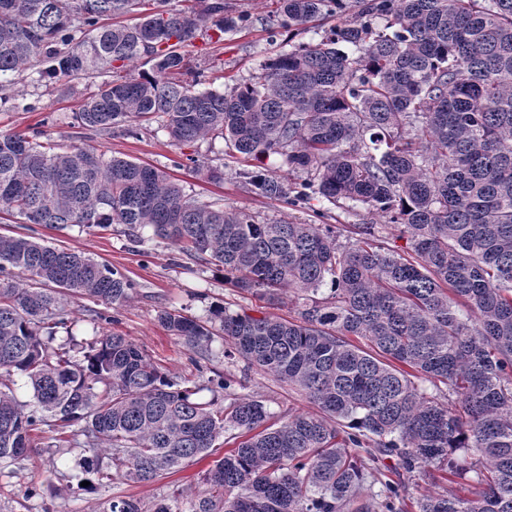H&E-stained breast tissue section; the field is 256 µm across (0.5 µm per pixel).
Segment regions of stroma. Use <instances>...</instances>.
<instances>
[{
	"instance_id": "1",
	"label": "stroma",
	"mask_w": 512,
	"mask_h": 512,
	"mask_svg": "<svg viewBox=\"0 0 512 512\" xmlns=\"http://www.w3.org/2000/svg\"><path fill=\"white\" fill-rule=\"evenodd\" d=\"M229 10L252 18L250 27L225 35L223 41L196 40L190 64L205 70L211 89L225 91L240 80L258 74L264 62L286 42L293 44L318 42L336 26L337 18L327 15L308 23L294 36H270L265 21L275 8V0H224ZM90 80H81L74 94L56 88L37 87L22 81L8 89L15 106H0V134L32 133L43 128L46 138L59 147L91 146L107 155L121 156L146 162L169 172L187 191L204 201L224 205L225 208L255 215H269L282 221L308 223L313 218L311 209L292 207L272 202L246 189L234 175L235 159L225 156L223 141L200 140L188 148L171 145L165 133L153 128L135 129L126 135L114 131L112 137L95 136L73 125V114L79 95L89 89ZM37 103L34 112L19 111V104ZM201 158L222 159L224 179L213 182L177 167L183 153ZM0 233L25 235L44 244L80 251L118 269L133 280L135 288L130 299L118 310L117 323L94 320L95 304L80 299L68 307V323L58 329L53 348L69 351L82 358L90 345L104 332L125 336L138 345L171 377H188L199 392V400L212 399L211 377L215 373H229L238 381V395L264 403L275 414L308 411L312 405L300 392L276 381L262 372L246 369L243 363H228L224 358L223 340H214L210 357L192 362V354L183 340L170 335L157 321L161 309L167 308L204 320L217 305L232 310L268 311L285 317H297L306 304L304 294L284 293L280 304L267 306L257 297L240 293L224 281V275L207 261L182 253L178 246L153 237L151 230L141 232L140 240H133L124 232L123 225L109 230L72 227L56 230L41 224L22 222L0 223ZM56 431L44 433L41 445L20 463L0 462V512H101L105 502L115 496H132L144 506L166 497L175 500L180 512H189L192 500L203 490L205 471L223 458L230 448L226 438H219L207 456L167 475L159 481L141 485L118 481L87 492L81 484L85 479L79 461L88 456L85 438L80 430L67 431L65 443H56Z\"/></svg>"
}]
</instances>
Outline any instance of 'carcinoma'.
Masks as SVG:
<instances>
[{"label": "carcinoma", "mask_w": 512, "mask_h": 512, "mask_svg": "<svg viewBox=\"0 0 512 512\" xmlns=\"http://www.w3.org/2000/svg\"><path fill=\"white\" fill-rule=\"evenodd\" d=\"M152 2L139 12L142 0H0V88L29 71L69 91L108 74L81 100L82 129L156 124L177 146L221 138L248 189L294 207L374 211L408 247L389 246L376 224L261 219L201 201L149 163L58 152L42 132L0 134V215L61 230L123 224L135 238L149 227L269 306L288 290L307 295L291 320L216 305L206 324L170 310L159 321L196 354L219 324L225 359L317 408L276 426L229 374L211 379L228 403L201 402L117 334L81 362L54 350L68 301L112 309L134 283L83 253L0 235V460L27 458L45 426L79 425L93 451L80 467L97 484H152L227 434L238 445L189 512H405L386 459L462 480L463 494L429 492L416 512H512V0H356L331 35L278 51L228 93L200 88L201 71L184 78L189 47L250 18L224 0ZM276 5L277 25L298 30L344 2ZM135 11L132 23H104ZM140 58L152 72L115 73ZM270 156L305 178L258 165ZM187 160L224 179L223 166ZM327 282L331 296L315 298ZM15 374L32 402L15 396ZM102 512L176 510L116 496Z\"/></svg>", "instance_id": "1"}]
</instances>
